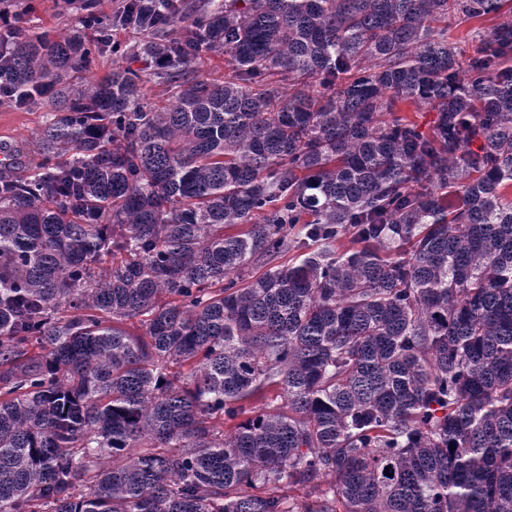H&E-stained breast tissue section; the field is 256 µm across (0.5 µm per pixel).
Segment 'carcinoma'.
Segmentation results:
<instances>
[{"label": "carcinoma", "mask_w": 512, "mask_h": 512, "mask_svg": "<svg viewBox=\"0 0 512 512\" xmlns=\"http://www.w3.org/2000/svg\"><path fill=\"white\" fill-rule=\"evenodd\" d=\"M99 2L3 39L0 512H512V0ZM497 22V19L493 18V16H490L486 18V20L482 23L477 22H466L462 23L458 26H455V24L452 25L450 29V37L454 39L455 41L460 43V47L463 49L465 55L472 54L476 50L477 44L475 42H472L470 37H468V32L473 27H483L482 30H485L488 32L490 28ZM47 111L49 107L43 103L31 108L0 105V142L21 146L18 162L22 169L39 161L37 135Z\"/></svg>", "instance_id": "cac0c4a2"}]
</instances>
